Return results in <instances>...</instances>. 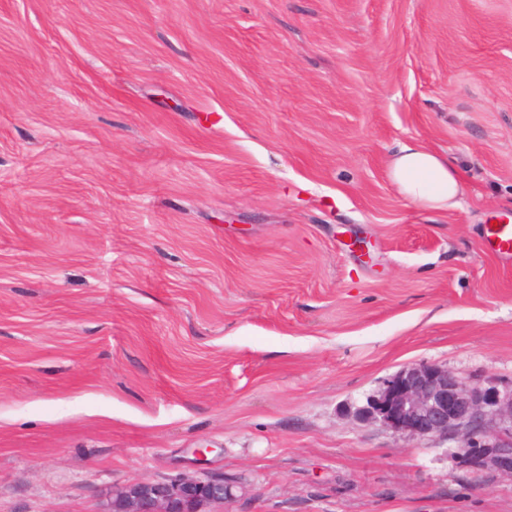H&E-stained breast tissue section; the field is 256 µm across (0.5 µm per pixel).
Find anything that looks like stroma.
Wrapping results in <instances>:
<instances>
[{"instance_id":"35a3bbf8","label":"stroma","mask_w":512,"mask_h":512,"mask_svg":"<svg viewBox=\"0 0 512 512\" xmlns=\"http://www.w3.org/2000/svg\"><path fill=\"white\" fill-rule=\"evenodd\" d=\"M448 158L458 207L388 176ZM512 0H0V512H512L357 411L512 388ZM389 173L399 191L417 204L432 209L460 204L463 191L453 165L419 143L400 145L389 161ZM485 233L487 239L493 243L496 252L512 255V224L487 226ZM227 496L224 477L130 481L112 494V510L107 512H210L206 507H223Z\"/></svg>"}]
</instances>
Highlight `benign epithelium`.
I'll return each mask as SVG.
<instances>
[{"mask_svg": "<svg viewBox=\"0 0 512 512\" xmlns=\"http://www.w3.org/2000/svg\"><path fill=\"white\" fill-rule=\"evenodd\" d=\"M362 414L412 437L456 439L449 453L461 466L512 475V389H482L443 366L415 364L388 379ZM227 496L222 476L130 481L112 494L110 512H208Z\"/></svg>", "mask_w": 512, "mask_h": 512, "instance_id": "1", "label": "benign epithelium"}]
</instances>
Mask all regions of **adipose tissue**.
Returning <instances> with one entry per match:
<instances>
[{
  "mask_svg": "<svg viewBox=\"0 0 512 512\" xmlns=\"http://www.w3.org/2000/svg\"><path fill=\"white\" fill-rule=\"evenodd\" d=\"M389 173L399 191L417 204L448 209L460 203L463 191L455 168L421 144L400 145L389 161Z\"/></svg>",
  "mask_w": 512,
  "mask_h": 512,
  "instance_id": "1",
  "label": "adipose tissue"
}]
</instances>
